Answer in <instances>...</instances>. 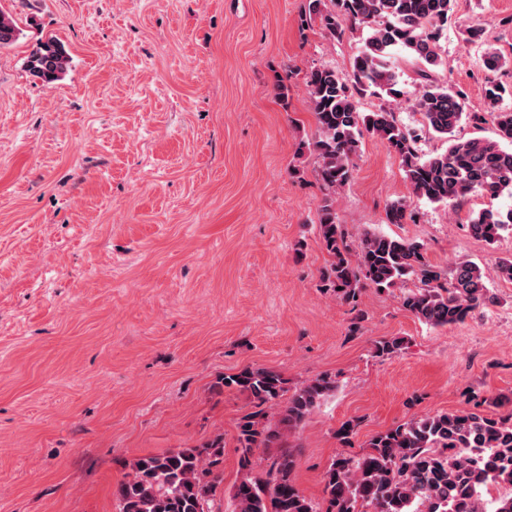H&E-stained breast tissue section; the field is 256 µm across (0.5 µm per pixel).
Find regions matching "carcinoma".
<instances>
[{
  "instance_id": "carcinoma-1",
  "label": "carcinoma",
  "mask_w": 512,
  "mask_h": 512,
  "mask_svg": "<svg viewBox=\"0 0 512 512\" xmlns=\"http://www.w3.org/2000/svg\"><path fill=\"white\" fill-rule=\"evenodd\" d=\"M457 0H307L302 24L319 21L331 39L345 31L366 32L355 56L352 75L320 66L304 75L315 137L302 144L318 162L323 197L317 211L318 234L330 260L321 273L323 287L347 304H356L366 287L391 290L409 280L402 306L434 327L462 323L488 298L482 270L470 261L444 268L430 263L424 245L402 237L363 232L348 241L336 218V192L351 180L360 142L368 133L387 144L400 159L411 193L432 204L460 206L473 194L496 198L512 192V97L496 73L506 58L484 39L480 24L463 32L466 44L482 48L488 72L483 93L487 110L466 112L464 93L433 76L442 65L439 40ZM19 30L0 14V47L12 44ZM404 50L417 64V108L423 124L448 142L441 153L425 156L417 138L381 106L358 109V98L371 93L398 99L404 95L393 67L394 51ZM70 56L50 37L30 52L26 68L45 83L60 80ZM465 118L492 121L497 139L455 138ZM390 224L413 219L397 200L386 210ZM469 234L489 244L512 230V210L492 209L465 218ZM222 385L248 393L256 410L237 424L241 476L232 492L233 512H318L297 488L290 451L262 468L253 461L260 448L281 445L336 389V380L321 374L290 390L272 368L246 366L222 378ZM471 408L411 418L373 436L358 455H336L323 474L326 512H512V496L486 498L492 486H512V414L495 416ZM224 437L199 447L176 448L134 459L130 472L114 489L116 512H216L223 494L219 467Z\"/></svg>"
}]
</instances>
